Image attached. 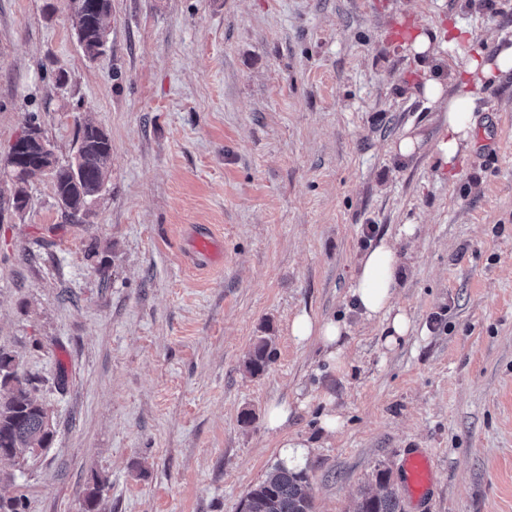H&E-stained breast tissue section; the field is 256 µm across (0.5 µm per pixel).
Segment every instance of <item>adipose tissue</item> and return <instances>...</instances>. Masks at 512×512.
<instances>
[{"mask_svg":"<svg viewBox=\"0 0 512 512\" xmlns=\"http://www.w3.org/2000/svg\"><path fill=\"white\" fill-rule=\"evenodd\" d=\"M512 71V45L501 46L493 60L486 62L481 48H474L463 66L453 71L450 78L435 73L428 77L424 92L433 103L445 108L444 120L435 144V153L441 165L453 164L457 156L469 148L477 108L478 87L496 74ZM454 83L457 91L445 96L446 83ZM400 284L399 261L393 245L387 239L362 254L349 286L354 308L365 320L378 324L379 339L386 348H395L411 336L414 324L406 310L398 303ZM292 336L300 341L314 340L323 349L326 361L335 369L344 366L342 353L346 324L331 319L323 320L302 313L290 325Z\"/></svg>","mask_w":512,"mask_h":512,"instance_id":"1","label":"adipose tissue"}]
</instances>
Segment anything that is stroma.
Segmentation results:
<instances>
[{
	"label": "stroma",
	"mask_w": 512,
	"mask_h": 512,
	"mask_svg": "<svg viewBox=\"0 0 512 512\" xmlns=\"http://www.w3.org/2000/svg\"><path fill=\"white\" fill-rule=\"evenodd\" d=\"M404 18L430 56L393 39ZM106 35L92 60L65 0H0V161L32 123L62 161L79 117L112 140L86 223L46 173L0 218V351L37 376L55 430L0 459V496L85 512L101 479L96 512H239L291 439L311 448L314 512H353L381 470L404 512H512V72L482 86L445 173L423 91L469 42L492 57L512 39V0H112ZM198 226L222 250L206 271L185 257ZM381 238L416 325L392 350L348 294ZM303 312L347 323L342 370L291 336ZM262 336L273 359L253 375ZM415 450L433 466L419 502ZM273 356L271 339L263 336L257 340L245 361V367L253 375L262 373ZM405 471L409 492L416 497H424L432 485L430 459L421 453H411L406 458Z\"/></svg>",
	"instance_id": "obj_1"
}]
</instances>
